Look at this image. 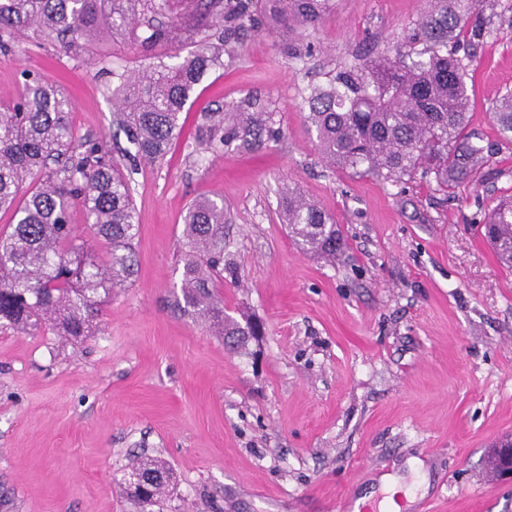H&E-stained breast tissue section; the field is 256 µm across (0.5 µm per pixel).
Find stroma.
I'll list each match as a JSON object with an SVG mask.
<instances>
[{"label":"stroma","mask_w":512,"mask_h":512,"mask_svg":"<svg viewBox=\"0 0 512 512\" xmlns=\"http://www.w3.org/2000/svg\"><path fill=\"white\" fill-rule=\"evenodd\" d=\"M425 7L336 0L304 62L248 31L203 79L163 162L135 163V279L79 341L0 327V512H133L126 467L143 454L172 470L164 512H345L381 504L384 474L400 482L399 512H512V481L484 466L512 435V268L480 234L512 196V143L488 109L512 89V18L482 12L470 129L488 162L454 196L328 170L303 118L308 85L392 47ZM143 62L117 41L73 57L32 31L0 51V100H18L24 71L42 75L66 92L77 135L126 167L112 91ZM250 93L278 140L190 153L199 112ZM288 186L335 219V261L290 237ZM199 198L224 205L239 275L218 289L228 314L265 326L242 352L182 300L179 236Z\"/></svg>","instance_id":"35a3bbf8"}]
</instances>
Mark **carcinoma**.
<instances>
[{"label": "carcinoma", "instance_id": "cac0c4a2", "mask_svg": "<svg viewBox=\"0 0 512 512\" xmlns=\"http://www.w3.org/2000/svg\"><path fill=\"white\" fill-rule=\"evenodd\" d=\"M431 9L396 42L393 52L355 58L310 85L304 120L317 134L322 161L355 175L398 183L418 176L447 196L471 182L486 162L472 141L465 51L489 33L469 20L484 7L512 13V0H430ZM335 0H0V50L30 30L66 52L88 54L121 38L151 57L158 47L187 50L174 66L162 60L121 74L113 94L136 155L158 162L182 130L181 114L203 78L233 58L230 41L262 26L288 41V56L309 55L304 31L316 28ZM19 103H0V326L22 334L48 331L67 339L86 335L105 299L134 274L139 233L131 174L105 159L101 147L76 136L71 103L55 85L24 73ZM501 136L512 141V91L489 107ZM273 112L246 96L199 113L195 149L218 153L235 145L260 147L276 139ZM288 230L307 253L336 258L342 238L319 204L288 189L281 198ZM105 244L99 253L78 241L74 206ZM483 236L512 266V200L501 201ZM181 291L186 307L239 351L262 324L224 313L215 283L237 268L224 253V206L194 201L183 219ZM128 472L149 484L131 498L136 512H162L171 483L168 467L147 459Z\"/></svg>", "mask_w": 512, "mask_h": 512}]
</instances>
